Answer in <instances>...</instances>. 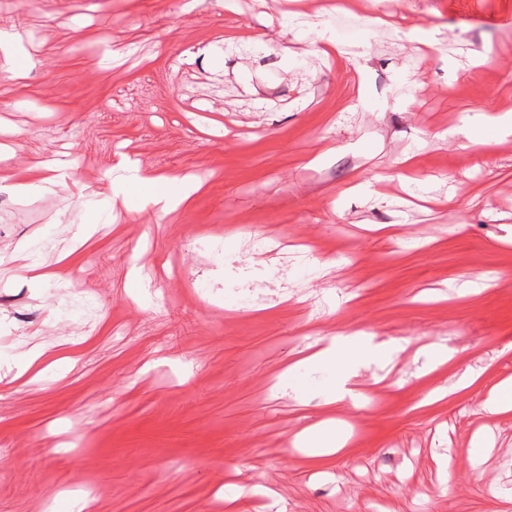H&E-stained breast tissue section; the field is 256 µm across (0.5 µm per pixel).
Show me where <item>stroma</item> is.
I'll return each instance as SVG.
<instances>
[{
	"label": "stroma",
	"mask_w": 512,
	"mask_h": 512,
	"mask_svg": "<svg viewBox=\"0 0 512 512\" xmlns=\"http://www.w3.org/2000/svg\"><path fill=\"white\" fill-rule=\"evenodd\" d=\"M337 2L0 0L41 60L0 70V144L73 174L0 190V356L81 357L0 381V512H68L76 484L92 512H512V413L480 410L512 377V0ZM118 151L206 188L72 251ZM64 252L70 288L21 278ZM353 332L383 350L338 397L305 358Z\"/></svg>",
	"instance_id": "stroma-1"
}]
</instances>
